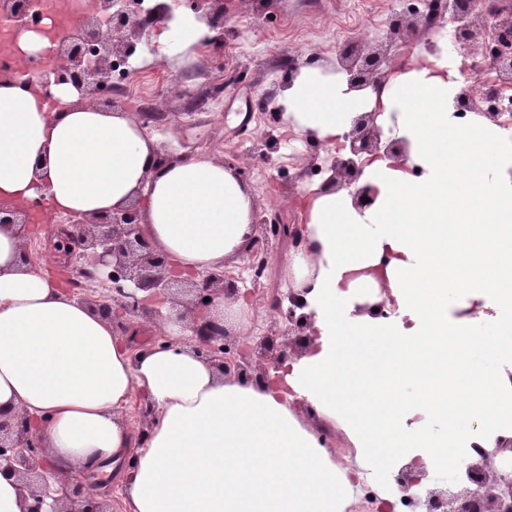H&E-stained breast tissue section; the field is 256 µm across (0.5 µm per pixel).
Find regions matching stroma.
Here are the masks:
<instances>
[{
  "instance_id": "stroma-1",
  "label": "stroma",
  "mask_w": 512,
  "mask_h": 512,
  "mask_svg": "<svg viewBox=\"0 0 512 512\" xmlns=\"http://www.w3.org/2000/svg\"><path fill=\"white\" fill-rule=\"evenodd\" d=\"M415 0H223L224 31L218 48L201 46L181 53L166 52L148 30L136 42L131 62L140 92L128 91L113 77L110 99L99 107L143 116L163 113L151 123L170 158L202 157L229 163L245 172L256 208L277 212L296 223L298 203L311 182L304 171L323 152L321 143L285 142V121L278 102L289 67L306 69L310 59L335 66L340 50L361 38L383 37L393 15L406 12ZM60 222L43 225L33 237L31 252L49 258L44 271L71 295H79L74 267L52 259L51 244ZM288 247L274 250L261 290L243 294L241 322L229 323L228 341L248 346L268 332L273 313L266 300L292 284L286 274Z\"/></svg>"
}]
</instances>
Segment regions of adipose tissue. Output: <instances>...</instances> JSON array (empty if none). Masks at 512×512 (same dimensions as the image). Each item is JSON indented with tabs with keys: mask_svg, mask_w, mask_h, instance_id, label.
<instances>
[{
	"mask_svg": "<svg viewBox=\"0 0 512 512\" xmlns=\"http://www.w3.org/2000/svg\"><path fill=\"white\" fill-rule=\"evenodd\" d=\"M211 35L178 10L159 41L187 49ZM459 67L444 51L425 56L379 94L312 68L280 98L294 131L330 148L358 113L376 111L409 156L366 164L361 181L377 199L362 215L348 191L309 189L300 216L311 249L288 266L309 290L315 335L274 384L224 376L186 342L132 351L41 271L40 258L24 255L14 225H0V413L39 420L56 477L132 454L121 488L128 512H344L353 479L372 480L399 459L421 455L434 471L462 446L495 447L512 380L472 355L512 354V336L469 332L448 301L512 310V130L452 117ZM158 149L136 118L103 111L72 86L47 95L0 83V203L43 198L49 223L134 198L147 233L183 270L236 258L252 233L249 187L207 158L157 167ZM381 300L391 317L357 310ZM408 385L416 405L444 418L441 436L407 425L399 401ZM138 394L157 410L143 444L123 419ZM301 403L339 422L353 461L337 462Z\"/></svg>",
	"mask_w": 512,
	"mask_h": 512,
	"instance_id": "ef3b65f1",
	"label": "adipose tissue"
}]
</instances>
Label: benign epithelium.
I'll list each match as a JSON object with an SVG mask.
<instances>
[{"instance_id": "7a95c632", "label": "benign epithelium", "mask_w": 512, "mask_h": 512, "mask_svg": "<svg viewBox=\"0 0 512 512\" xmlns=\"http://www.w3.org/2000/svg\"><path fill=\"white\" fill-rule=\"evenodd\" d=\"M38 2L0 0V19L9 23L12 32L37 31ZM123 2L92 0L91 10L56 41L52 65L36 68L32 63L41 55L29 56L31 66L24 70L26 81L39 84L47 95L51 87L67 83L89 98L107 89L114 65L127 62L134 54L133 37L173 12V6L165 3L130 12L121 6ZM213 2L192 0L191 8L206 19L211 29L219 30L223 28L224 14L213 7ZM445 12L447 22L457 25L455 42L464 54L488 50L485 19L493 20L497 29L490 69L473 61V68L481 73L482 91L475 92L469 84L459 86L452 98L454 113H469L475 119L485 118L502 127L512 125V117L494 106L512 88V0H482V10L475 15L461 0H446L441 9L430 7L416 12L412 21L398 16L389 24L384 38L364 39L344 48L338 58L339 71L356 91H380L388 77L385 65L392 42L407 31L418 29L427 48L436 50L432 36ZM375 119L374 112L358 114L336 153L314 162L320 171L329 173L321 190H350L354 206L360 211L369 208L376 196L372 187L357 185L365 162L371 157L408 155V143L384 137ZM364 197L369 199L366 204L362 202ZM0 224L18 226L23 241L30 236L31 221L23 207L0 203ZM143 224L141 210L134 202L102 215L68 220L65 239L76 245L83 260L79 273L108 290L104 297L82 299L99 315L122 327L125 323L116 316L117 310L128 317L177 323L191 332L196 351L221 367L224 375L248 378L261 366L258 377L263 382L270 381V371L283 368L294 349L306 348L315 313L308 309L306 291L289 288L284 294L272 296L269 307L286 319L290 338L281 341L278 334L270 333L258 337L252 347L237 356L226 352L217 342L226 340L228 330L215 324L208 311L216 298L228 300L239 293L238 280L222 269L183 275L172 259L157 249ZM254 228V235L240 256L254 271L253 289L274 244L286 240L296 250L307 248L302 224H284L276 217L270 220L260 215L255 218ZM183 289L194 297L195 312L191 317L179 313L172 318L156 307L159 300ZM507 451L512 453V438L500 439L497 447L485 448L479 458L463 462L458 471L464 479L456 490L424 485L425 466L421 458L415 457L395 475L394 493L410 512H505L512 507V471H500L496 459ZM0 469L12 470L21 477L26 489L24 512H112L111 496L97 492L84 477L63 484L59 496H50L53 467L47 457L40 455L36 421L28 416L0 414Z\"/></svg>"}]
</instances>
